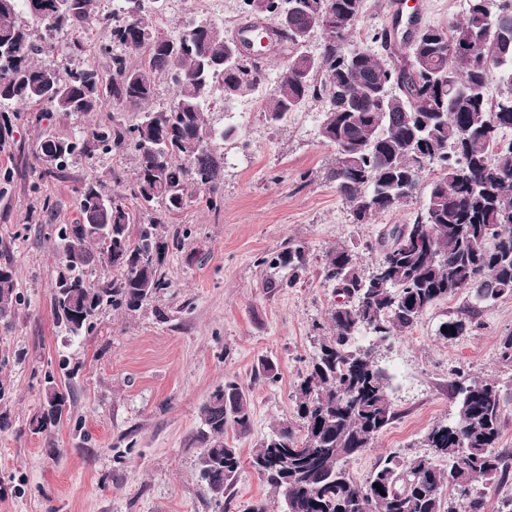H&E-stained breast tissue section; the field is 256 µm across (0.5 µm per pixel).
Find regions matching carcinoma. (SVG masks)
Wrapping results in <instances>:
<instances>
[{
	"mask_svg": "<svg viewBox=\"0 0 512 512\" xmlns=\"http://www.w3.org/2000/svg\"><path fill=\"white\" fill-rule=\"evenodd\" d=\"M305 8L289 19L300 39L333 27L351 33L363 12V0H304ZM490 0H469L464 20L448 28L423 27L408 55L383 59L378 43L395 49L391 33H376L371 43H338L327 37L310 56L288 51L290 65L277 75L275 96L266 120L280 124L310 103L322 104L318 135L335 152L328 174L349 209L353 223L370 224L407 201L427 172L433 173L425 202L412 212L407 238L395 226L380 241L377 265L383 280L365 273L349 249L326 254L323 279L343 286L345 301L333 305L330 333L316 350L295 391L302 436L283 423L257 444L250 465L281 495L283 512H487L489 492L507 485L512 448L501 443L504 403L497 385L473 380L456 389L461 395L455 419L438 422L421 445L430 454L402 457L388 453L368 480L359 483L347 462L371 447L395 420L388 395V375L371 347L356 345L367 334L384 341L414 326L435 303L465 290L464 313L443 322L447 339L467 334L476 314L498 299L512 296V130L508 97L487 95L491 81L512 87V0L491 11ZM94 19L93 0H75L72 9L39 21L28 0H0V135L11 132L10 113L27 104L83 115L105 100L121 112H138L133 125L116 120L107 128L81 129L56 139L61 147L48 173L63 172L70 159L92 151H129L135 159L130 196L92 210L80 201V219L57 224L53 233L57 263L52 308L72 336L93 326L104 307L135 311L170 283L159 274L163 255L178 249L183 237L160 232L167 218L184 208L190 190L206 187L208 209L224 203L220 180L224 153L217 142L230 129L206 125L204 113L215 86L232 99L260 84L258 62L227 67L211 64L233 53L229 38L211 22L198 42L183 38L158 42L144 16L115 9L104 16L109 42L102 52L110 79L93 65L70 69L47 82L49 66L36 61L42 47L30 25L59 33L79 31ZM140 61L133 65L129 56ZM169 80L172 104L158 111L142 109L156 81ZM288 268V284L307 272L304 247H290L277 259ZM105 265L110 279L95 280L91 270ZM13 270H0V319L19 303ZM63 410H43L30 420L36 433L57 425ZM195 442L197 472L216 503L241 466L236 449L224 442L231 424L251 426L250 400L236 382L214 389L201 408ZM448 462L442 470L437 460ZM380 488L373 487V484Z\"/></svg>",
	"mask_w": 512,
	"mask_h": 512,
	"instance_id": "1",
	"label": "carcinoma"
}]
</instances>
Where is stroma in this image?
<instances>
[{
    "label": "stroma",
    "mask_w": 512,
    "mask_h": 512,
    "mask_svg": "<svg viewBox=\"0 0 512 512\" xmlns=\"http://www.w3.org/2000/svg\"><path fill=\"white\" fill-rule=\"evenodd\" d=\"M213 12L206 0H166L150 15L160 32L178 34L187 19ZM78 56L56 52L39 62L58 70L94 64L106 68L100 47L107 29L90 25ZM284 57L269 54L266 78L231 102L216 99L207 124L230 128L224 143V207L211 212L203 191L169 218V231H187L181 249L169 250L159 271L170 283L135 311L104 308L91 330L71 336L52 311L55 224L79 218L80 189L96 182L106 193L130 183L135 163L119 150L73 158L57 175L44 173L35 157L48 136L70 137L80 128L113 120L136 123L135 112L105 103L80 117L44 108L21 110L9 137L0 138V266L12 267L23 302L0 320V512H246L264 505L282 512L281 498L263 483L249 460L272 427L294 418V391L314 351L315 325L328 321L336 301L320 277L334 247L354 250L365 269L378 259L370 246L394 225L407 223L424 193L370 224L353 223L327 178L333 150L318 136L320 105L267 122ZM304 246L308 271L289 283L274 259ZM467 294L443 300L410 331L377 344L374 356L391 376L395 421L371 448L347 464L365 481L380 458L395 451L423 454L420 440L434 423L454 417V384L473 377L496 381L509 419L502 441L512 447V364L499 355L512 333V296L481 311L467 336H440L442 322L466 305ZM271 362L276 383L255 381ZM70 394L62 421L34 434L47 378ZM247 386L252 425L227 427L242 466L216 508L195 474L194 438L200 410L216 386Z\"/></svg>",
    "instance_id": "stroma-1"
}]
</instances>
